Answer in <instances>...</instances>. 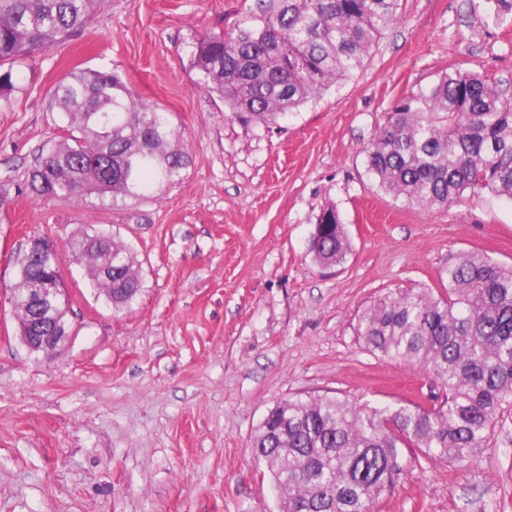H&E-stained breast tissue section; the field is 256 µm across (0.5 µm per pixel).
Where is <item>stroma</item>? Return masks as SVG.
I'll use <instances>...</instances> for the list:
<instances>
[{
	"label": "stroma",
	"instance_id": "35a3bbf8",
	"mask_svg": "<svg viewBox=\"0 0 512 512\" xmlns=\"http://www.w3.org/2000/svg\"><path fill=\"white\" fill-rule=\"evenodd\" d=\"M261 0H107L83 34L28 59L23 93L0 106V512H278L251 446L291 397L431 404L442 387L361 348L376 300L442 289L449 256L512 264V199L467 191L447 208L380 191L364 149L394 102L458 65L512 97V23L485 26L469 0H399L362 66L279 127L244 126L197 85L198 40L259 13ZM125 73L171 112L193 163L158 197L103 209L40 200L27 177L57 140L52 87L74 69ZM335 204L350 252L326 268L309 251ZM102 231L134 253L143 287L120 311L98 297L73 242ZM64 256L68 342H22L9 302L30 239ZM404 469L374 512H512V414L469 465Z\"/></svg>",
	"mask_w": 512,
	"mask_h": 512
}]
</instances>
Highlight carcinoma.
<instances>
[{"mask_svg":"<svg viewBox=\"0 0 512 512\" xmlns=\"http://www.w3.org/2000/svg\"><path fill=\"white\" fill-rule=\"evenodd\" d=\"M399 0H271L250 21L201 38L192 54L200 87L244 124L270 127L351 75L397 16ZM104 0H0V101L21 90L20 67L74 37ZM500 25L512 0H471ZM51 111L63 135L40 155L29 188L45 200L95 199L104 207L157 194L192 156L170 113L139 98L123 73L73 70L55 86ZM377 186L409 204L446 208L466 190L512 197V101L497 81L450 66L398 99L365 149ZM309 250L343 263L347 234L336 206L317 216ZM73 260L112 308L137 297L135 257L110 235H87ZM62 256L38 250L15 265L13 292L55 288ZM445 295L421 288L387 295L359 316L363 348L430 374L446 397L430 405L357 406L335 396L272 407L252 442L271 474L279 512H373L402 471L401 448L426 460L477 458L504 409H512V265L482 251L439 269Z\"/></svg>","mask_w":512,"mask_h":512,"instance_id":"obj_1","label":"carcinoma"}]
</instances>
